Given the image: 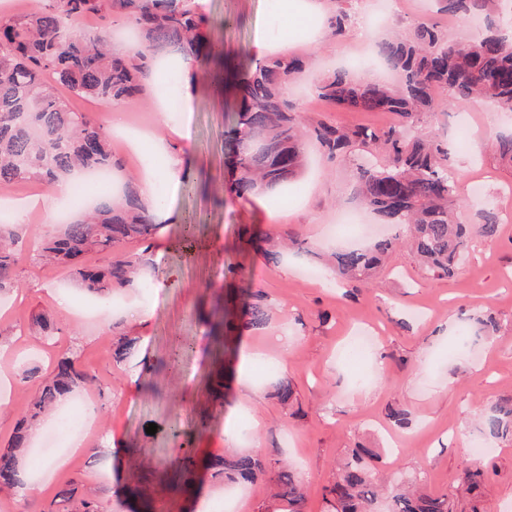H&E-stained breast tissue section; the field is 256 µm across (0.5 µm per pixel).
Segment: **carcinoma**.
<instances>
[{"mask_svg": "<svg viewBox=\"0 0 512 512\" xmlns=\"http://www.w3.org/2000/svg\"><path fill=\"white\" fill-rule=\"evenodd\" d=\"M437 11L467 22L483 21L474 36L450 40L436 23L414 21L404 32L375 44V58L398 77L392 85L336 70L315 83V97L352 112H389L401 123L424 118L474 102L512 113V40L501 28L512 16L497 13L499 0H434ZM330 35L346 34L352 0H329ZM93 16L99 30L83 32L73 21ZM136 30L130 52L112 49L107 33L117 22ZM207 23L192 0H33L18 17L0 19V188L38 183L50 189L68 182L76 171L110 169L115 164L110 134L97 119L69 106L65 94L102 104L132 101L139 82L148 76L156 57L177 51L197 66H211L233 82L240 105L229 117L224 141L238 171L234 191L239 196L285 189L304 164L303 143L313 139L324 154L363 155L357 167L356 199L384 224L406 226L409 241L398 236L375 240L366 249L333 253L332 272L340 280L367 281L382 262L407 245L430 279L449 277L467 251L472 235L493 237L499 231L494 207L481 212L474 228L459 222L456 210L465 204L459 193L448 139L422 133L408 139L400 126L341 130L305 117V109L285 95L288 82L305 70L293 55L268 56L243 78L224 64V52L208 43L201 29ZM490 145L500 164L512 167V134L493 131ZM159 223L153 209L133 188L120 198L110 194L80 219L62 225L57 235L37 244L30 260L64 265L78 274L83 287L106 295L140 276L146 263L140 255L115 253L133 239L147 240ZM16 234L0 224V290L18 288L14 271L22 258ZM108 255L103 266L88 264L87 252ZM271 307L263 295L246 289L238 310V331L265 326ZM215 342L224 351V313L207 319ZM22 381L33 390L31 408L0 454V486L24 484L22 453L28 431L38 417L52 410L77 386H93L96 376L79 370L74 358L59 359L52 374L23 371ZM489 434L512 437V403L497 405L483 421ZM370 448L352 451L328 489L336 512H374L379 495ZM226 482L267 480L275 498L288 512H302L304 482L280 463L269 470L257 455L233 452L212 463ZM389 512H452L447 495L434 496L395 486Z\"/></svg>", "mask_w": 512, "mask_h": 512, "instance_id": "obj_1", "label": "carcinoma"}]
</instances>
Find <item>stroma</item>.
Wrapping results in <instances>:
<instances>
[{"label": "stroma", "mask_w": 512, "mask_h": 512, "mask_svg": "<svg viewBox=\"0 0 512 512\" xmlns=\"http://www.w3.org/2000/svg\"><path fill=\"white\" fill-rule=\"evenodd\" d=\"M283 3L208 0L206 39L223 48L231 64L257 59L260 35L289 38L293 54L306 55V32L296 28ZM419 17L438 20L452 39L475 32L473 24L436 16L428 0H405L402 10L388 11L375 31ZM373 52L370 44L326 38L315 71L323 74L369 60ZM288 96L312 117L341 127L397 121L386 112H347L308 97L301 80L290 84ZM175 98L191 100L190 110H176L167 125H154L146 139L112 142L115 174L122 182L170 168V141L183 140L191 156L181 174L155 183L163 208L154 237L168 249L161 263L150 265L146 278L113 291L121 310L86 321L59 304L63 294L84 296L73 271L27 261L15 271L19 289L0 293V384L8 394L7 405H0V448L7 446L28 409L23 369L47 375L71 350L97 377V387L82 392L86 403L107 416L106 424L86 427L81 452L43 476L37 497L20 502L14 489L0 487V512H77L76 501L62 500L59 492L82 488L89 479L104 512H134L132 500L112 492L116 473L123 487L146 489L157 512H196L192 498L162 476L171 455L163 430L172 424L194 439L197 451L182 469L207 494L206 512H220L225 484L212 477L205 463L228 448L258 451L269 465L288 460L307 483L308 512H332L326 488L355 448L376 449L378 468L391 469L407 482L425 479L428 492L437 496L450 493L465 472L483 469L479 489L455 501L454 512H512V439L483 430L490 409L512 401V223L501 225L495 236H474L467 258L449 279H428L401 250L375 271L373 286L336 280L324 265L325 256L370 243L365 235L332 233L337 217L353 206V162L328 161L311 147L306 169L289 187V199L273 193L238 198L231 189L236 172L224 144L226 115L237 104L234 94L221 91L209 71L200 68L189 82L179 83ZM424 126L451 141L460 190L479 181L491 206L511 202L506 193L512 189V169L486 151L483 133L491 127L512 131V118L485 105L426 118ZM44 193L36 184L0 189L1 199L16 203L6 210L4 222L28 247L50 230L36 204ZM268 205L281 212L277 223L268 222ZM199 211L208 220L197 234L195 259L188 263L178 246L180 228L188 214ZM256 226L282 238H299L303 246L268 260L244 235ZM245 285L261 290L275 313L265 327L241 338L239 346L249 356L243 363L206 337L202 316L220 306L235 311ZM139 306L151 312L143 330L129 321ZM39 314L53 316L51 336L20 335L19 326ZM361 331L374 333V345L360 360L348 359L350 341ZM123 334L136 343L127 358L118 360L113 346ZM175 336L193 344L181 361L175 393L145 392L144 382H162L153 367ZM286 343L291 346L287 355L282 352ZM230 369L235 376L226 386L222 376ZM281 378L293 388L286 406L274 394ZM396 410L407 412L406 426L393 422ZM151 423L158 433L147 434ZM106 429L118 432L123 445L140 448V455L116 457L100 439ZM476 440L485 444L486 455L473 454Z\"/></svg>", "instance_id": "obj_1"}]
</instances>
